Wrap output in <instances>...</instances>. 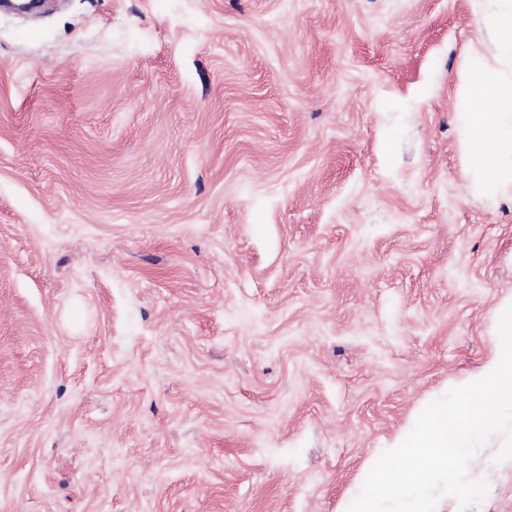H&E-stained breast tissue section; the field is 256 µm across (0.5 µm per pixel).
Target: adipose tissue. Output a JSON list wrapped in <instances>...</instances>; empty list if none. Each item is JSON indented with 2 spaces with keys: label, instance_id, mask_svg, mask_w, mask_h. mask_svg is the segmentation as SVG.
<instances>
[{
  "label": "adipose tissue",
  "instance_id": "adipose-tissue-1",
  "mask_svg": "<svg viewBox=\"0 0 512 512\" xmlns=\"http://www.w3.org/2000/svg\"><path fill=\"white\" fill-rule=\"evenodd\" d=\"M499 2L478 16L493 49L476 59L459 107L469 165L479 173L475 192L512 197V0Z\"/></svg>",
  "mask_w": 512,
  "mask_h": 512
}]
</instances>
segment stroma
<instances>
[{"instance_id": "obj_1", "label": "stroma", "mask_w": 512, "mask_h": 512, "mask_svg": "<svg viewBox=\"0 0 512 512\" xmlns=\"http://www.w3.org/2000/svg\"><path fill=\"white\" fill-rule=\"evenodd\" d=\"M475 0L0 9V512H344L483 371L512 198ZM501 437L468 462L512 512ZM487 11L478 5V21L492 34L490 57H478L459 99L463 143L469 165L477 169L474 191L512 197V1Z\"/></svg>"}]
</instances>
